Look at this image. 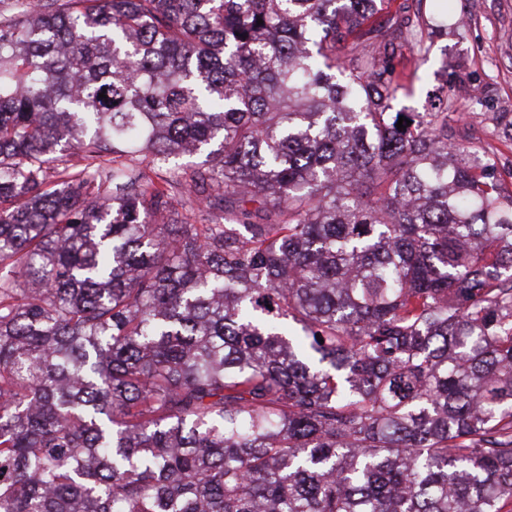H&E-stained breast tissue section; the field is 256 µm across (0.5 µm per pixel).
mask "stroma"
I'll return each instance as SVG.
<instances>
[{
	"label": "stroma",
	"mask_w": 512,
	"mask_h": 512,
	"mask_svg": "<svg viewBox=\"0 0 512 512\" xmlns=\"http://www.w3.org/2000/svg\"><path fill=\"white\" fill-rule=\"evenodd\" d=\"M411 7L442 18L448 33L429 52L408 50L400 105L423 111L426 91L447 87L449 132L488 151L511 191L512 0H413Z\"/></svg>",
	"instance_id": "35a3bbf8"
}]
</instances>
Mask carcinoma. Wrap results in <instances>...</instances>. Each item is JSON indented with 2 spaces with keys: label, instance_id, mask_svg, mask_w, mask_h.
<instances>
[{
  "label": "carcinoma",
  "instance_id": "obj_1",
  "mask_svg": "<svg viewBox=\"0 0 512 512\" xmlns=\"http://www.w3.org/2000/svg\"><path fill=\"white\" fill-rule=\"evenodd\" d=\"M382 6L0 0V512L512 505V193Z\"/></svg>",
  "mask_w": 512,
  "mask_h": 512
}]
</instances>
